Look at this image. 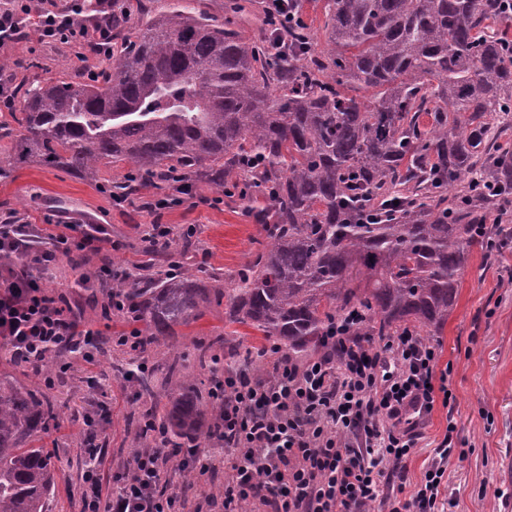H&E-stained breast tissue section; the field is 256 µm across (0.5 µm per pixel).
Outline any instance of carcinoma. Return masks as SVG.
<instances>
[{
	"label": "carcinoma",
	"instance_id": "cac0c4a2",
	"mask_svg": "<svg viewBox=\"0 0 512 512\" xmlns=\"http://www.w3.org/2000/svg\"><path fill=\"white\" fill-rule=\"evenodd\" d=\"M191 0L130 31L128 0H86L92 23L124 34L109 70L90 83L21 89L20 143L51 166L93 179L99 165L132 164L149 182L169 170L196 185L235 188L271 239L216 292L193 273L158 271L112 282L146 348L224 300V325H248L294 357L325 351L340 315L364 314L358 336L413 325L439 336L457 305L471 248L497 240L474 227L512 216V19L502 0H325L328 48L301 22L265 26L246 43L198 16ZM287 42L272 55L269 41ZM352 89H373L364 101ZM162 258L195 250L186 237L143 238ZM237 336L216 337L200 365L224 364ZM112 375L170 409L134 410L135 439L149 421L167 442L201 437L208 409L196 379L155 380L137 354ZM55 396L0 387V512H49L52 455L34 445L57 418Z\"/></svg>",
	"mask_w": 512,
	"mask_h": 512
}]
</instances>
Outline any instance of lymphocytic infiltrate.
I'll use <instances>...</instances> for the list:
<instances>
[{
	"label": "lymphocytic infiltrate",
	"mask_w": 512,
	"mask_h": 512,
	"mask_svg": "<svg viewBox=\"0 0 512 512\" xmlns=\"http://www.w3.org/2000/svg\"><path fill=\"white\" fill-rule=\"evenodd\" d=\"M82 0L67 12L33 9L30 0H0V44H10L34 23L41 38L92 43L111 50L112 31L88 26ZM34 249L26 224H0V256L23 258L20 268L0 270V345L30 361L60 347L91 341L63 296L45 288L59 256L87 247L91 236L68 224ZM356 316L337 322L323 355L298 362L278 349L266 357V375L225 371L213 390L220 454L190 451L182 459L195 479L224 477V498L190 504L164 477V439L137 449L112 474L102 497L96 466L82 475L88 491L80 512H439L449 461L457 455L455 425H448L435 456L407 499V461L435 406H449L450 372L438 367V350L404 329L393 336L353 335Z\"/></svg>",
	"instance_id": "f902f5d3"
}]
</instances>
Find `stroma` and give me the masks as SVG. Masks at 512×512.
I'll use <instances>...</instances> for the list:
<instances>
[{"label": "stroma", "instance_id": "35a3bbf8", "mask_svg": "<svg viewBox=\"0 0 512 512\" xmlns=\"http://www.w3.org/2000/svg\"><path fill=\"white\" fill-rule=\"evenodd\" d=\"M198 4L218 20L230 22L247 41L262 38V0H198ZM105 66L97 57L81 59L73 43L44 40L33 31L19 43L0 46V73L10 77L14 90L34 80L87 82ZM134 174L130 165L121 164L100 168L97 180L82 179L25 155L17 139H0V216L12 211L18 223L42 225L53 214L64 224L99 227L97 243L82 252V266L72 267L68 257H60L47 285L52 292L65 294L82 324L104 337L116 329L115 321L104 314L108 291L98 286L79 288L75 282L85 273L98 276L105 267L116 279L137 273L149 261L140 251V235L152 225L190 235L197 244L194 267L216 275L223 289L232 287L237 270L267 241L238 198L207 185L185 194L175 183L163 190L147 186L140 195L115 204L110 185ZM501 242L500 252L492 256L477 246L470 252L457 306L434 340L441 351L440 364L452 367L456 399L448 407L435 408L424 439L407 462V483L412 486L420 481L448 423H455V445L465 449L466 457L448 465L443 494L447 512H498L501 499L512 495V480L499 472L501 458L512 457V223L504 225ZM223 330L224 308L210 304L184 334L167 337L151 349L147 362L162 376L179 354L191 370H198L201 345ZM98 378V366L74 360L53 389L59 401L58 426L39 436L56 464L51 512H78L88 444L99 448L101 468L111 474L129 460L133 442L127 431L129 412L142 406L159 411L166 403L162 397L141 401L130 385L116 380L99 391ZM92 402L109 410L107 423L94 432L82 422Z\"/></svg>", "mask_w": 512, "mask_h": 512}]
</instances>
